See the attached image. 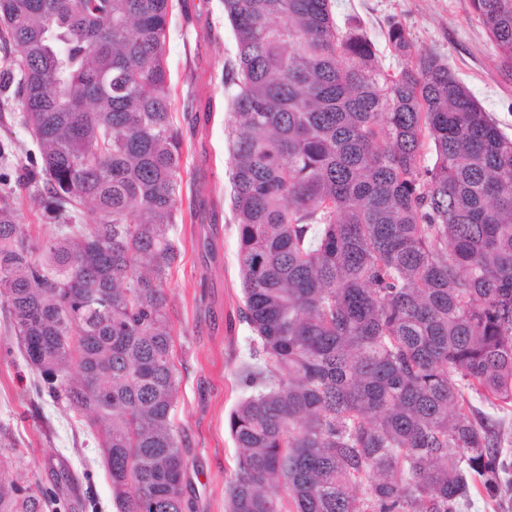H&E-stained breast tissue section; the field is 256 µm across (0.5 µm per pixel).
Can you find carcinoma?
<instances>
[{"instance_id": "1", "label": "carcinoma", "mask_w": 512, "mask_h": 512, "mask_svg": "<svg viewBox=\"0 0 512 512\" xmlns=\"http://www.w3.org/2000/svg\"><path fill=\"white\" fill-rule=\"evenodd\" d=\"M173 0H0V102L38 153L0 194V304L36 392L87 419L117 512H185L165 284L183 139ZM512 69V0H471ZM224 127L248 356L228 512H468L512 494V138L388 26L392 72L331 0H223ZM90 207L93 224L76 217ZM0 482V512H43ZM14 186L15 207L18 210L19 221L22 224H29L30 231L34 237L42 236L49 232L53 226L47 224L42 210L33 203L30 194L24 189H18Z\"/></svg>"}]
</instances>
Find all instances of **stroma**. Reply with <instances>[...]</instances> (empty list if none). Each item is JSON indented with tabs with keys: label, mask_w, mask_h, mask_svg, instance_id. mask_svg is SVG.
Listing matches in <instances>:
<instances>
[{
	"label": "stroma",
	"mask_w": 512,
	"mask_h": 512,
	"mask_svg": "<svg viewBox=\"0 0 512 512\" xmlns=\"http://www.w3.org/2000/svg\"><path fill=\"white\" fill-rule=\"evenodd\" d=\"M333 11L338 25L359 21L393 69L405 61L390 54L387 29L390 21L402 22L512 136V69L502 67L471 0H333ZM233 51L222 0H173L165 59L174 121L184 140L183 194L199 190L208 202L194 221L176 224L181 257L165 286L176 332L173 418L183 440L187 512H226L225 486L236 462L227 415L242 397L234 370L250 334L239 317L237 234L226 203L230 92L224 61ZM33 376L0 308V452L11 459L0 467V480L22 476L63 489L58 512H115L111 481L86 421L37 394Z\"/></svg>",
	"instance_id": "1"
}]
</instances>
